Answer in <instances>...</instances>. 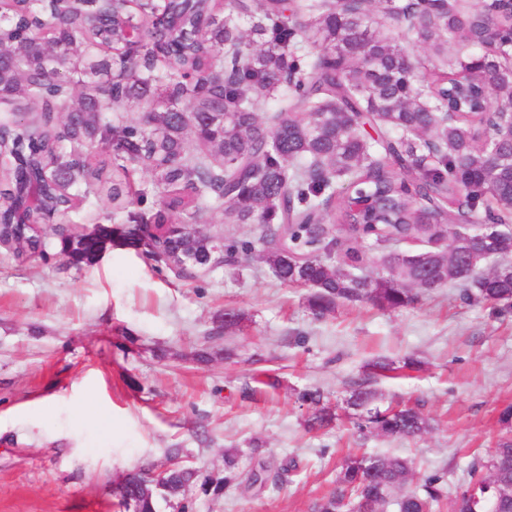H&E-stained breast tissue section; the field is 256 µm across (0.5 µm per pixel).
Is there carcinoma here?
<instances>
[{
    "instance_id": "1",
    "label": "carcinoma",
    "mask_w": 512,
    "mask_h": 512,
    "mask_svg": "<svg viewBox=\"0 0 512 512\" xmlns=\"http://www.w3.org/2000/svg\"><path fill=\"white\" fill-rule=\"evenodd\" d=\"M378 4L306 0L308 19L298 23L287 0H167L157 13L145 0H0V243L20 262L45 257L44 225L70 223L93 196L112 206L115 225L58 231L59 255L77 267L109 238L143 246L183 280L210 272L221 252L233 269L257 251L279 280L312 289L306 303L317 319L341 300L405 308L450 283L469 302L512 309V272H495L512 267V231L493 242L473 233L456 253L439 246L401 258L396 248L436 242L460 224H508L512 137H482L479 97L512 113V3L493 14L465 0ZM383 17L403 24L401 39L381 34ZM128 26L148 31L134 54L124 50ZM407 44L424 47L426 63ZM471 47L479 53L450 58ZM450 66L477 71L479 84H458ZM118 104L142 118L112 123ZM366 124L375 135L361 133ZM142 170L147 184L137 182ZM32 182L42 198L36 227L21 212ZM207 202L225 224L258 225L257 238L226 245L197 231ZM367 240L387 249L386 275L363 288ZM296 399L312 410L307 429L336 420L320 389ZM378 400L370 389L351 393L359 431L412 438L430 428L418 408ZM495 468L512 479V441L470 467L455 496L460 512H472L473 490ZM298 469L294 458L277 469L243 466L227 451L222 475L176 462L149 480L142 469L125 495L138 512H161L166 496L191 512L188 487L262 491ZM411 479L405 458L351 454L315 512H383ZM446 499L442 478L430 475L400 497L398 512H442Z\"/></svg>"
}]
</instances>
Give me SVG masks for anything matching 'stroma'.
Wrapping results in <instances>:
<instances>
[{"label": "stroma", "instance_id": "1", "mask_svg": "<svg viewBox=\"0 0 512 512\" xmlns=\"http://www.w3.org/2000/svg\"><path fill=\"white\" fill-rule=\"evenodd\" d=\"M48 241L31 263L0 248V512H118L114 487L173 450L220 471L225 449L246 459L256 445L267 464L293 457L300 472L278 491L198 497L195 512H313L349 449L410 459L409 490L433 474L453 490L512 437L498 422L512 404V311L464 301L456 286L395 311L344 301L317 319L307 289L255 257L180 281L133 248L107 246L76 268ZM228 310L241 329H224ZM408 355L420 369L369 368ZM264 374L277 386L258 383ZM306 387L330 397L335 425L305 428L295 394ZM361 387L420 404L429 431L356 432L346 401Z\"/></svg>", "mask_w": 512, "mask_h": 512}]
</instances>
